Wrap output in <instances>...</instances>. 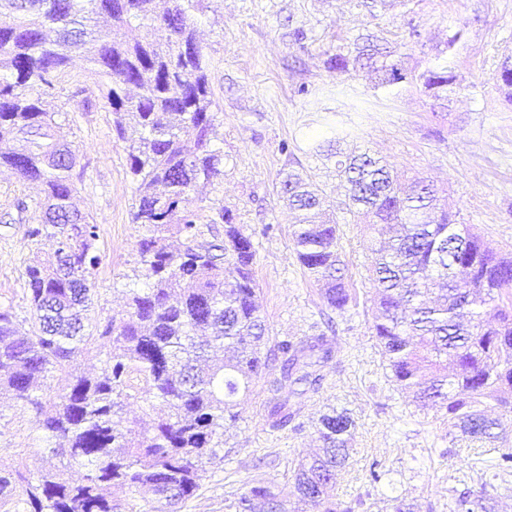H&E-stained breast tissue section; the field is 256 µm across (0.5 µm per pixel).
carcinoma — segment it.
Instances as JSON below:
<instances>
[{
	"mask_svg": "<svg viewBox=\"0 0 512 512\" xmlns=\"http://www.w3.org/2000/svg\"><path fill=\"white\" fill-rule=\"evenodd\" d=\"M193 0H0V168L37 183L43 198L27 230L35 242L55 239L48 258L26 266L34 323L16 328L12 307L0 306V391L35 407L58 447L36 469L0 476V494L19 490L28 512H123L126 497L150 490L148 512H172L194 495L205 466L219 458L224 429L236 420L235 398L261 378L269 338L256 303L252 237L232 211L221 208L224 240L207 245L192 191L224 175V154L210 148L215 112L204 55L196 39ZM167 31L164 42L150 29ZM84 50L117 131L134 119L138 139L128 146L136 181L133 222L145 288L127 289L128 318L99 335L86 332L89 277L98 264L97 225L74 203L75 158L55 113L42 99L57 89L68 50ZM328 68L352 74L368 68L377 87L415 82L436 101L455 92L456 76L437 63L409 74L392 52L366 39L356 54L337 53ZM498 87L512 102V61ZM348 184L346 211L369 219L372 249L373 336L397 387L448 415L468 447L481 449L497 474L512 471V448L498 444L502 419L512 414V255L460 226L422 181L394 186L382 160L367 153L336 161ZM280 192L299 212L297 258L321 286L325 303L344 311L352 301L338 246V223L310 177L290 170ZM182 239L171 249L169 239ZM104 355L100 371L74 374L56 399L37 395L53 373L91 342ZM281 373L267 380L273 425L292 421L280 393L307 359L330 353L325 336L279 344ZM139 395L165 408L134 432L123 425L125 400ZM354 422L342 410L319 418L320 454L298 465L294 484L315 512H354L329 494L349 457ZM59 463H54V460ZM79 463L78 482L64 470ZM287 512L271 487L258 483L234 503L253 512ZM448 512H491L487 483L448 500Z\"/></svg>",
	"mask_w": 512,
	"mask_h": 512,
	"instance_id": "carcinoma-1",
	"label": "carcinoma"
}]
</instances>
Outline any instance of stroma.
<instances>
[{"instance_id":"1","label":"stroma","mask_w":512,"mask_h":512,"mask_svg":"<svg viewBox=\"0 0 512 512\" xmlns=\"http://www.w3.org/2000/svg\"><path fill=\"white\" fill-rule=\"evenodd\" d=\"M197 39L208 67L217 116L213 148L224 154V177L196 189L204 239L219 241L212 206L231 209L254 241L257 303L272 342L324 335L328 358L312 367L320 382L288 394L294 419L274 428L264 379L237 398L238 418L224 433V458L208 466L178 512H231L252 485H270L287 512H313L298 502L293 471L321 446V414L347 411L355 422L349 458L336 479L337 499L355 512H393L405 499L413 512H448L451 492L478 489L483 471L473 450L452 442L442 411L414 403L393 382L372 334V252L363 225L343 208L333 162L316 155L330 117L354 129L346 149H370L401 180L432 181L460 223L473 225L503 252L512 251V105L496 85L512 55V0H386L375 10L359 0H196ZM303 39H295V31ZM385 37L403 66H448L457 87L448 105L400 84L374 92L368 71L330 70L328 56L353 50L362 36ZM59 80L49 110L76 156V201L97 226L100 262L91 277V322L126 315L123 291L144 287L132 221L135 180L128 144L98 95L83 51ZM301 165L337 207L340 246L353 301L329 308L320 286L300 265L293 245L295 215L277 194L280 175ZM35 186L0 169V306H12L21 330L33 323L25 267L51 255L50 240L32 242L33 211H18ZM31 407L0 395V472L38 465L53 447ZM380 482H372L371 471Z\"/></svg>"}]
</instances>
